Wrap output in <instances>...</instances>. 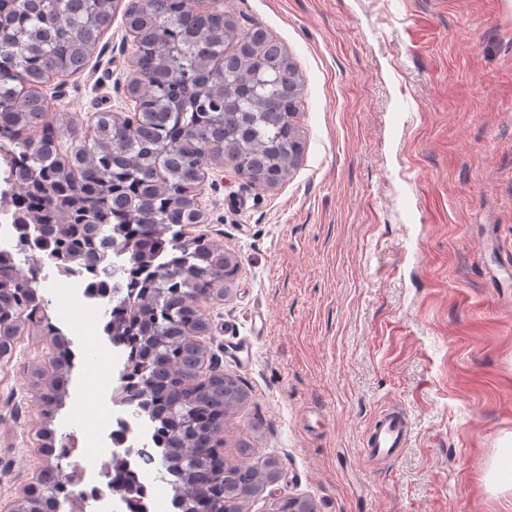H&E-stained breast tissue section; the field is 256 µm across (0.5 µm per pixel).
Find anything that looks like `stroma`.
<instances>
[{
  "label": "stroma",
  "instance_id": "35a3bbf8",
  "mask_svg": "<svg viewBox=\"0 0 512 512\" xmlns=\"http://www.w3.org/2000/svg\"><path fill=\"white\" fill-rule=\"evenodd\" d=\"M261 25L301 83V153L258 187L209 166L194 236L239 269L204 302L217 371L247 397L224 453L249 439L279 479L249 512L312 499L319 512H512L486 480L512 433V0H223ZM119 0L84 68L40 92L64 143L128 111L134 52ZM46 313L76 355L65 405L31 402L46 336H22L0 369V512L52 466L36 437L80 436L88 456L112 400L104 313L58 289ZM385 412L405 448L366 458Z\"/></svg>",
  "mask_w": 512,
  "mask_h": 512
}]
</instances>
